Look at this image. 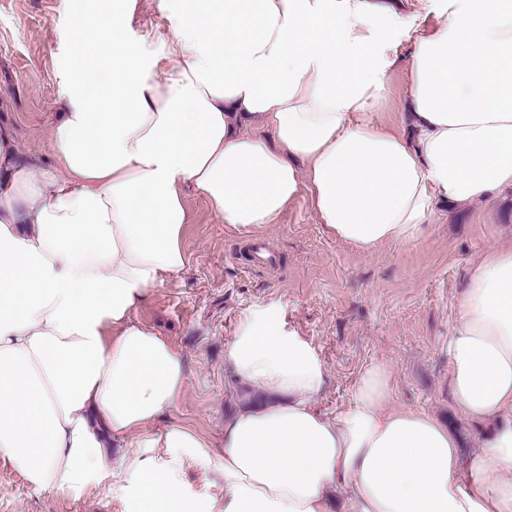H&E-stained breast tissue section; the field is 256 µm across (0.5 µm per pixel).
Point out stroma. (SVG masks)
Instances as JSON below:
<instances>
[{
	"mask_svg": "<svg viewBox=\"0 0 512 512\" xmlns=\"http://www.w3.org/2000/svg\"><path fill=\"white\" fill-rule=\"evenodd\" d=\"M159 0H0V131L21 154L53 167L50 130L71 79L76 30L109 9L126 11L130 55L169 52ZM184 272L154 288L133 313L182 354L184 393L172 420L222 443L224 418L244 396L226 352L248 315L271 316L310 344L328 380L322 409L343 405L359 374L374 363L391 373L392 408L427 413L478 451L489 425L456 408L444 347L456 321L469 271L485 251L512 248V187L492 200L437 215L421 239L363 255L327 236L305 200L255 234L227 228L211 205L187 193ZM276 256L255 264L253 243ZM0 512H120L106 490L82 497L30 490L0 460Z\"/></svg>",
	"mask_w": 512,
	"mask_h": 512,
	"instance_id": "1",
	"label": "stroma"
}]
</instances>
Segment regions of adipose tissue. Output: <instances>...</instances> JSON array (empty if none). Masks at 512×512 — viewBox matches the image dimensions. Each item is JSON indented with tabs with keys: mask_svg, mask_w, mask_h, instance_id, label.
Masks as SVG:
<instances>
[{
	"mask_svg": "<svg viewBox=\"0 0 512 512\" xmlns=\"http://www.w3.org/2000/svg\"><path fill=\"white\" fill-rule=\"evenodd\" d=\"M159 7L175 46L163 56L127 53L120 11L79 25L91 70L112 80L70 83L56 170L16 161L0 134V459L35 493L104 487L123 512H512V248L472 265L446 341L455 405L492 427L467 456L436 418L390 408L379 363L320 409L316 352L253 316L226 359L259 397L215 447L172 421L184 359L132 318L187 267L186 190L238 232L306 197L328 235L370 255L420 238L440 204L512 187V0ZM432 13L442 23L416 26ZM398 68L407 134L382 118ZM191 468L219 491L192 493Z\"/></svg>",
	"mask_w": 512,
	"mask_h": 512,
	"instance_id": "ef3b65f1",
	"label": "adipose tissue"
}]
</instances>
